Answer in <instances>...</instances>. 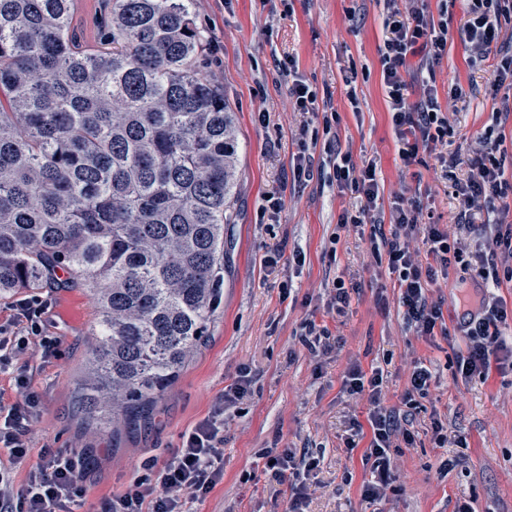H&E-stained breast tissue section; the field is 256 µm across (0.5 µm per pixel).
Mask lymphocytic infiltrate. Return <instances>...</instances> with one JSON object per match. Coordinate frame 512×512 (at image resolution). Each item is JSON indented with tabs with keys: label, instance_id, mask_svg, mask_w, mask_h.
I'll return each instance as SVG.
<instances>
[{
	"label": "lymphocytic infiltrate",
	"instance_id": "1",
	"mask_svg": "<svg viewBox=\"0 0 512 512\" xmlns=\"http://www.w3.org/2000/svg\"><path fill=\"white\" fill-rule=\"evenodd\" d=\"M507 21H512V0H468L467 19L460 29L471 63L492 61L493 88L501 93L468 177L451 182L457 222L469 233L483 237L482 249L473 252L462 242L450 241L439 225L419 224L421 199L416 195L399 198L391 208L389 222H382L381 183L375 162L356 164L351 152L338 146L329 149L322 161L330 181L358 200L356 210L342 212L339 225L369 226L370 257L375 264H386L394 274L405 322L418 336L434 337L436 330L445 326L443 302L431 296L430 285L456 269L481 286L479 298H471L464 290L456 296L459 305L476 307L458 325L466 348L455 355L453 377L465 383L487 379L494 370L512 371V344L503 336L512 321V304L493 293L502 283L512 282V225L498 217L504 200L512 196V180L504 170V136L499 130L502 116L512 113V48L499 44ZM383 29L381 77L398 155L409 166L417 162L420 151L441 146L445 149L440 156L442 164L447 171H454L458 155L447 146L455 129L429 76L448 52V22L434 19L424 0H384ZM414 55L427 72L423 92L415 100L409 97L407 80L409 59ZM478 214L495 217L494 235H487L485 225L475 223ZM419 233L428 245L423 258L410 248L411 238ZM41 310L38 297L20 299L15 304L16 321L24 325V332L0 325V372L12 371L21 397L10 407L0 406V447L7 450L12 464L25 461L31 453L29 426L39 400L30 390L26 370L15 371L11 365L30 348L40 349L47 358L55 354L58 345L55 338L43 333ZM383 381L381 365L366 369L356 363L342 382L344 394L366 398L369 403L366 422L351 420L345 445L352 450L360 447V440L368 442L363 457L371 464V477L363 482L361 497L370 503L386 500L396 479L392 450L414 445V412L420 399L428 396L433 374L424 362H415L400 411L384 406ZM249 383L248 370H241L208 417L182 434L170 458L161 465L146 461L142 474L126 492L103 502L102 512H191L190 503L204 499L224 476V414L243 400ZM267 458L272 477L291 491L288 512H301L306 480L318 467V459L292 448L271 449ZM84 495L81 463L68 454L43 449L19 493L12 488L9 468L0 467V512H71V504Z\"/></svg>",
	"mask_w": 512,
	"mask_h": 512
}]
</instances>
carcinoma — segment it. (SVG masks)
<instances>
[{
    "instance_id": "1",
    "label": "carcinoma",
    "mask_w": 512,
    "mask_h": 512,
    "mask_svg": "<svg viewBox=\"0 0 512 512\" xmlns=\"http://www.w3.org/2000/svg\"><path fill=\"white\" fill-rule=\"evenodd\" d=\"M0 0V296L66 275L99 321L78 406L147 421L206 335L239 174L235 114L202 80L193 0ZM71 26L84 45H93L101 35L105 3L102 0H74Z\"/></svg>"
}]
</instances>
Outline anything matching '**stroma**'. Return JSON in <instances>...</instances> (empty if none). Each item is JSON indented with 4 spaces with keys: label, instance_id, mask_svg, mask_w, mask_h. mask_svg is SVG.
I'll use <instances>...</instances> for the list:
<instances>
[{
    "label": "stroma",
    "instance_id": "1",
    "mask_svg": "<svg viewBox=\"0 0 512 512\" xmlns=\"http://www.w3.org/2000/svg\"><path fill=\"white\" fill-rule=\"evenodd\" d=\"M431 12L448 10L454 31L448 52L435 65L440 103L448 86L461 85L466 100L451 113L457 178H465L479 138L490 124L491 65L470 68L463 25L467 0H426ZM382 0H196L197 26L204 32L202 75L219 85L237 117L240 175L231 200L234 219L224 227L223 303L210 321L207 339L185 364L150 419L136 428L90 427L77 405L91 350L97 308L85 289L51 285L39 289L42 320L59 340L54 356L30 351L15 360L27 369L40 410L29 432V461L12 471L14 489L26 483L32 461L51 448L80 458L86 493L73 512H100L104 500L122 494L145 460L164 463L181 434L208 416L214 400L251 371L249 395L224 418V477L194 512H286L284 488L265 469L269 448H298L320 464L307 481L306 512H512V373L454 385L446 355L461 336L426 340L408 329L399 292L386 266L369 267L367 244L353 227L338 225L354 210L350 192L323 178L299 183L292 163L301 150L322 159L328 138L323 115L340 116L342 149L355 162L374 161L382 205L421 191L422 222L447 229L450 238L476 249L474 235L454 221L456 201L433 151L421 163L398 156L382 86ZM294 61L295 76L280 60ZM356 74L357 104H350L344 78ZM301 77L317 93V113L293 108L288 87ZM280 209L267 213L269 199ZM359 282L344 315L327 308L336 279ZM308 317L327 326L332 349L314 358L297 332ZM432 363L437 383L416 412L415 445L394 456L397 479L386 501L360 496L370 466L362 449L344 444L350 419H365L368 403L341 391L351 363L384 364V404L400 407L414 360ZM465 439L464 447H436L434 417ZM459 465L441 476L442 460Z\"/></svg>",
    "mask_w": 512,
    "mask_h": 512
}]
</instances>
